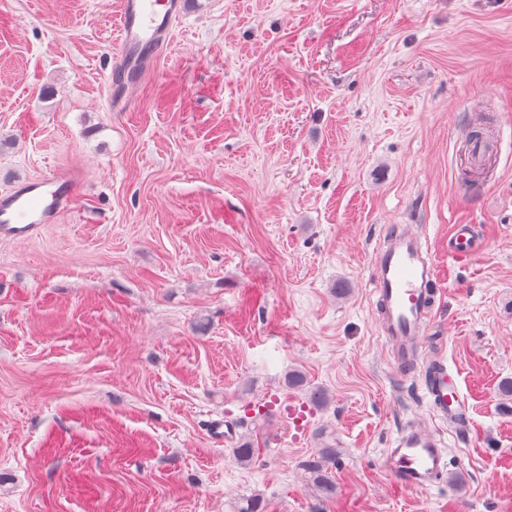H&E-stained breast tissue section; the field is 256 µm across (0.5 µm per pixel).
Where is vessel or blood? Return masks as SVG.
I'll return each instance as SVG.
<instances>
[{
  "mask_svg": "<svg viewBox=\"0 0 512 512\" xmlns=\"http://www.w3.org/2000/svg\"><path fill=\"white\" fill-rule=\"evenodd\" d=\"M181 14L182 0H121L109 84L114 111L130 105ZM75 194L74 175L60 169L0 191V239L36 236L42 225L70 208ZM373 265L379 326L396 370L404 376L422 374L432 410L446 422L465 424L470 405L448 372L441 344L429 342L427 336L434 306L431 287L438 280V270L419 233L410 225L393 226ZM380 466L394 482L425 491L446 473L447 450L436 433L413 424L401 429L383 450Z\"/></svg>",
  "mask_w": 512,
  "mask_h": 512,
  "instance_id": "obj_1",
  "label": "vessel or blood"
}]
</instances>
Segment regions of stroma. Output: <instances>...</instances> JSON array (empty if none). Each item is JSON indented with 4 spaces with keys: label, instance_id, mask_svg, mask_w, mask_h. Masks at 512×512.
Instances as JSON below:
<instances>
[{
    "label": "stroma",
    "instance_id": "stroma-1",
    "mask_svg": "<svg viewBox=\"0 0 512 512\" xmlns=\"http://www.w3.org/2000/svg\"><path fill=\"white\" fill-rule=\"evenodd\" d=\"M119 9L0 0V190L78 176L71 209L0 240V512H512V0H184L124 112ZM393 224L437 264L467 434L391 365L369 280ZM290 394L297 442L272 406ZM406 423L446 444L430 490L380 467ZM327 443L325 497L302 464Z\"/></svg>",
    "mask_w": 512,
    "mask_h": 512
}]
</instances>
